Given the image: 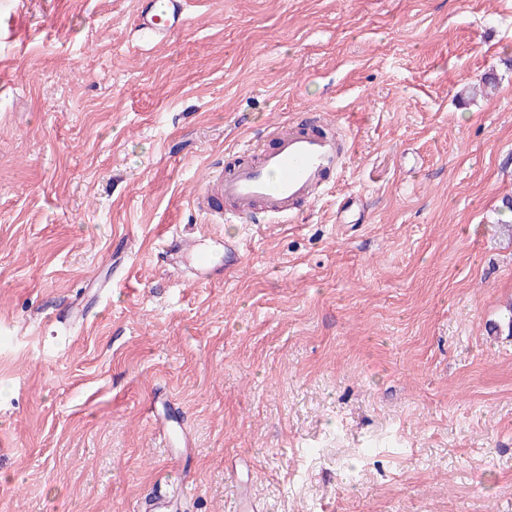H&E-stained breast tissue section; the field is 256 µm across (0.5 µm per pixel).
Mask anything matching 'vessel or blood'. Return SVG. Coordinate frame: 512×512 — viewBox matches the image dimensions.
Here are the masks:
<instances>
[{"instance_id":"obj_1","label":"vessel or blood","mask_w":512,"mask_h":512,"mask_svg":"<svg viewBox=\"0 0 512 512\" xmlns=\"http://www.w3.org/2000/svg\"><path fill=\"white\" fill-rule=\"evenodd\" d=\"M189 6L190 0H150L148 8L138 14L135 28L147 42L170 39L186 22ZM319 124V119L313 118L305 124L273 129L271 148L254 151L242 146V153H256V160L246 158L229 171L212 167L198 198L213 206V220L255 223L263 217L295 213L309 202L329 174L340 167L347 152L334 137L318 133ZM219 261L225 269H232L240 263V252L236 247H225L220 260L208 251L195 253L201 269ZM150 412L160 418L170 447L190 454L193 443L175 417L171 402L153 401Z\"/></svg>"}]
</instances>
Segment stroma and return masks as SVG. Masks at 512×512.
<instances>
[{
  "mask_svg": "<svg viewBox=\"0 0 512 512\" xmlns=\"http://www.w3.org/2000/svg\"><path fill=\"white\" fill-rule=\"evenodd\" d=\"M196 2L0 0V512H512V0ZM307 112L315 200L192 207ZM189 6V0H151L136 18V31L145 42L170 39L186 22ZM150 413L158 420H160L169 436V446L171 448H178L181 454H190L192 451L193 443L188 434L180 426V421L173 413V406L169 400L159 401L155 398L151 404Z\"/></svg>",
  "mask_w": 512,
  "mask_h": 512,
  "instance_id": "stroma-1",
  "label": "stroma"
}]
</instances>
